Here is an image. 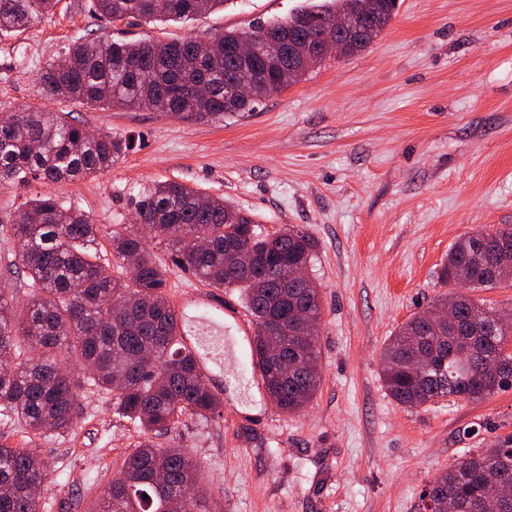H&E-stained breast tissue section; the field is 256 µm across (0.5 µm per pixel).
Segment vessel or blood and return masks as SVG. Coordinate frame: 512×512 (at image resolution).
<instances>
[{"label":"vessel or blood","instance_id":"b4317fda","mask_svg":"<svg viewBox=\"0 0 512 512\" xmlns=\"http://www.w3.org/2000/svg\"><path fill=\"white\" fill-rule=\"evenodd\" d=\"M185 305L196 312L192 319L183 314L178 317L182 329L193 335L187 347L195 355L202 375L212 376L223 367L225 349L236 343L235 336L225 333L226 320H235L237 333H248L249 327L240 321L239 310L232 300H215L200 293L191 295Z\"/></svg>","mask_w":512,"mask_h":512}]
</instances>
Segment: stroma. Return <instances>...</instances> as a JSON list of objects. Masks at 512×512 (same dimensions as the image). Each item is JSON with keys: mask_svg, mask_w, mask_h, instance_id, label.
I'll return each instance as SVG.
<instances>
[{"mask_svg": "<svg viewBox=\"0 0 512 512\" xmlns=\"http://www.w3.org/2000/svg\"><path fill=\"white\" fill-rule=\"evenodd\" d=\"M92 0H59L32 28L0 37V109L69 112L87 129L127 139L111 170L51 192L104 230L128 227L129 194L176 180L237 205L273 234L312 236L308 274L321 286L320 388L305 410L281 413L244 384L250 360L208 379L220 416L181 417L158 442L199 463L224 512H419V494L471 448L512 435V388L472 402L410 408L383 382L382 348L399 326L443 297L438 271L464 234L512 225V0H398L362 52L328 57L254 111L187 121L138 109L46 98V62L94 31L116 41L207 39L286 17L309 0H227L188 21L117 24ZM0 231V289L23 306L29 281ZM141 430L110 393L85 389L69 433L30 439L0 415V444L49 461L42 512H81L101 495Z\"/></svg>", "mask_w": 512, "mask_h": 512, "instance_id": "obj_1", "label": "stroma"}]
</instances>
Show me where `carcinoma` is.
<instances>
[{"instance_id":"1","label":"carcinoma","mask_w":512,"mask_h":512,"mask_svg":"<svg viewBox=\"0 0 512 512\" xmlns=\"http://www.w3.org/2000/svg\"><path fill=\"white\" fill-rule=\"evenodd\" d=\"M354 1L366 23L381 33L397 0H321L288 17L225 31L209 40L167 43L114 42L92 32L66 49L64 63L43 67L45 96L72 104L143 109L189 121L222 120L252 111L285 90L278 74L295 65L299 79L316 64L308 35L330 38L324 22ZM57 0H0V34L39 22ZM227 0H94L95 12L116 23L194 20ZM263 40L282 43L278 58H242L233 49ZM369 36L342 39L341 55L365 49ZM232 82L250 86L241 98ZM129 150L107 133L88 134L68 112L22 108L0 112V187L42 179L58 184L106 171ZM140 224L168 251L173 266L215 288L237 289L254 323L253 364L266 393L288 415L304 409L320 387L317 371L322 320L320 288L311 278L282 287L281 265L307 268L316 242L291 225L272 235L233 203L178 181L155 182L128 204ZM11 224L19 243L18 265L32 294L19 309L0 289V413L34 435H63L79 416L82 389L112 394L116 411L139 426L143 440L126 455L102 496L84 512H223L201 485L197 461L181 448H161L154 438L183 415L213 418L222 401L206 384L168 297L169 266L136 231L110 232L112 262L91 251L100 232L83 210L53 194L31 198ZM204 235L208 246L197 249ZM255 256L249 267L234 255ZM126 275H117L129 259ZM438 279L450 288L512 285V227L464 235L441 264ZM512 323L459 294L416 314L389 337L382 352L383 380L398 404L420 407L447 397L483 400L512 387ZM76 368L71 374L60 367ZM49 476L37 448L0 445V512H40L35 489ZM512 487V435L478 448L436 475L422 492L433 512H512V497L489 491V483ZM148 498H143V495Z\"/></svg>"}]
</instances>
